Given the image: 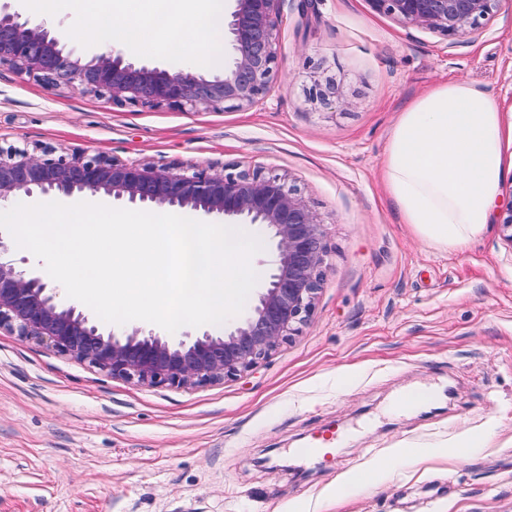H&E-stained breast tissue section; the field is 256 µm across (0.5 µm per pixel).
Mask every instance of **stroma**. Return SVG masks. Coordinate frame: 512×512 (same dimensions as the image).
Listing matches in <instances>:
<instances>
[{
  "label": "stroma",
  "mask_w": 512,
  "mask_h": 512,
  "mask_svg": "<svg viewBox=\"0 0 512 512\" xmlns=\"http://www.w3.org/2000/svg\"><path fill=\"white\" fill-rule=\"evenodd\" d=\"M282 14L251 106H117L0 67V147L257 169L328 245L307 324L233 379L140 385L0 332V512H512V171L462 252L420 239L382 179L397 115L437 85L470 84L512 121V7L466 39L368 0ZM421 389L427 404L396 409ZM465 427L493 429L491 447L450 454ZM332 431L329 459L296 456ZM369 467L374 487L348 482Z\"/></svg>",
  "instance_id": "35a3bbf8"
}]
</instances>
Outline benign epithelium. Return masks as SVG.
Listing matches in <instances>:
<instances>
[{"label":"benign epithelium","mask_w":512,"mask_h":512,"mask_svg":"<svg viewBox=\"0 0 512 512\" xmlns=\"http://www.w3.org/2000/svg\"><path fill=\"white\" fill-rule=\"evenodd\" d=\"M224 14L230 56L220 75L187 66L146 63L126 53L90 57L62 43L0 3V65L33 75L51 88L77 87L116 105L251 106L262 99L276 61L283 0H232ZM407 27L446 37L471 36L504 0H368ZM68 201L104 195L128 206L193 210L226 224L262 227L274 260L246 315L220 331L186 332L175 340L134 327L115 331L65 302L35 266L7 257L0 233V330L43 344L116 378L151 386L193 388L244 374L297 335L310 318L324 277L328 246L323 224L280 178L258 171L222 173L200 167L117 162L100 156L53 157L0 148V203L19 196Z\"/></svg>","instance_id":"7a95c632"}]
</instances>
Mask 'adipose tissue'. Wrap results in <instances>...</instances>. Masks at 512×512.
Masks as SVG:
<instances>
[{"label": "adipose tissue", "mask_w": 512, "mask_h": 512, "mask_svg": "<svg viewBox=\"0 0 512 512\" xmlns=\"http://www.w3.org/2000/svg\"><path fill=\"white\" fill-rule=\"evenodd\" d=\"M92 18H106L102 48L141 51L161 36L158 52L192 57L208 66L202 39L223 33L224 0H152L139 18L115 0H86ZM383 171L389 194L405 223L422 239L462 250L481 237L498 206L504 172L502 119L495 102L475 88L450 82L402 112L388 141Z\"/></svg>", "instance_id": "ef3b65f1"}]
</instances>
